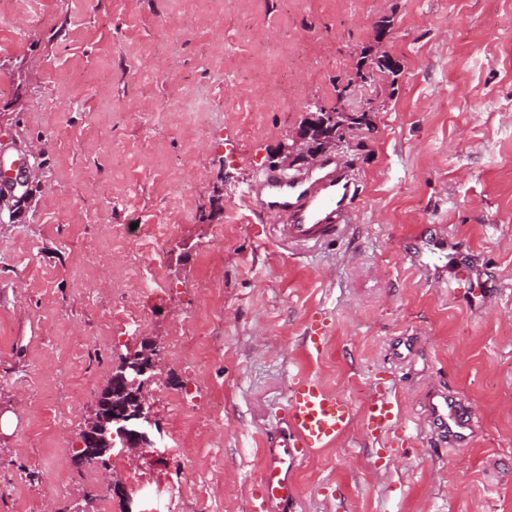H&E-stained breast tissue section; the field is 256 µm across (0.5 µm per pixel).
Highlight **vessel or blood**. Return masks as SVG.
I'll return each mask as SVG.
<instances>
[{
  "label": "vessel or blood",
  "instance_id": "1",
  "mask_svg": "<svg viewBox=\"0 0 512 512\" xmlns=\"http://www.w3.org/2000/svg\"><path fill=\"white\" fill-rule=\"evenodd\" d=\"M261 208L285 217L281 232L288 241L316 242L336 234L347 218L358 185L338 157L326 156L303 173H265L250 189ZM437 428L440 443L461 445L474 417L447 391L434 390L423 404ZM354 417L351 405L314 377L303 376L291 386L283 430L272 439L270 453L257 482V512H293L297 487L289 474L299 461L321 453L347 432ZM401 424V409L387 391L368 400L365 432L376 440Z\"/></svg>",
  "mask_w": 512,
  "mask_h": 512
}]
</instances>
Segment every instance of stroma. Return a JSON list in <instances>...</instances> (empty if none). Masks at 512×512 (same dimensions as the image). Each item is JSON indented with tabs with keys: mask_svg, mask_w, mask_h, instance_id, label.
I'll list each match as a JSON object with an SVG mask.
<instances>
[{
	"mask_svg": "<svg viewBox=\"0 0 512 512\" xmlns=\"http://www.w3.org/2000/svg\"><path fill=\"white\" fill-rule=\"evenodd\" d=\"M319 106L367 115L335 150L358 195L296 247L246 194ZM33 146L0 211V512H250L299 374L355 417L296 466L297 512H512V0H8L0 161ZM110 224L138 253L116 325ZM149 344L151 447L79 463L96 389ZM381 377L404 422L386 450L364 435ZM436 388L475 413L463 447L434 444Z\"/></svg>",
	"mask_w": 512,
	"mask_h": 512,
	"instance_id": "obj_1",
	"label": "stroma"
}]
</instances>
